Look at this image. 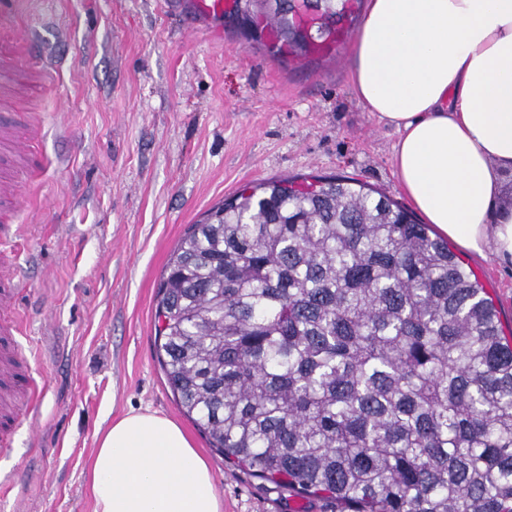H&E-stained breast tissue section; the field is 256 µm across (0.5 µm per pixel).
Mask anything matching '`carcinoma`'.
<instances>
[{
  "instance_id": "1",
  "label": "carcinoma",
  "mask_w": 512,
  "mask_h": 512,
  "mask_svg": "<svg viewBox=\"0 0 512 512\" xmlns=\"http://www.w3.org/2000/svg\"><path fill=\"white\" fill-rule=\"evenodd\" d=\"M350 0L270 18L321 37ZM160 365L230 464L340 512H512V338L474 271L351 178L274 180L191 225Z\"/></svg>"
}]
</instances>
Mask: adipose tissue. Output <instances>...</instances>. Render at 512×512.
<instances>
[{"label": "adipose tissue", "instance_id": "adipose-tissue-1", "mask_svg": "<svg viewBox=\"0 0 512 512\" xmlns=\"http://www.w3.org/2000/svg\"><path fill=\"white\" fill-rule=\"evenodd\" d=\"M354 94L393 127V168L427 223L468 253L512 262V0H367ZM94 512H223L207 460L148 409L98 432Z\"/></svg>", "mask_w": 512, "mask_h": 512}]
</instances>
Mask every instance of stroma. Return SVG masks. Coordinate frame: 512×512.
Returning <instances> with one entry per match:
<instances>
[{
  "label": "stroma",
  "mask_w": 512,
  "mask_h": 512,
  "mask_svg": "<svg viewBox=\"0 0 512 512\" xmlns=\"http://www.w3.org/2000/svg\"><path fill=\"white\" fill-rule=\"evenodd\" d=\"M184 0H24L0 22L32 38L42 78L21 79L0 117L40 114L34 199L15 224L19 350L43 385L0 447V512H93L96 433L129 410L177 420L208 458L224 512H336L226 463L178 405L157 358L161 274L191 224L247 184L341 175L409 201L394 129L354 98L356 27L306 55L229 10L194 31ZM512 329V265L465 256Z\"/></svg>",
  "instance_id": "obj_1"
}]
</instances>
